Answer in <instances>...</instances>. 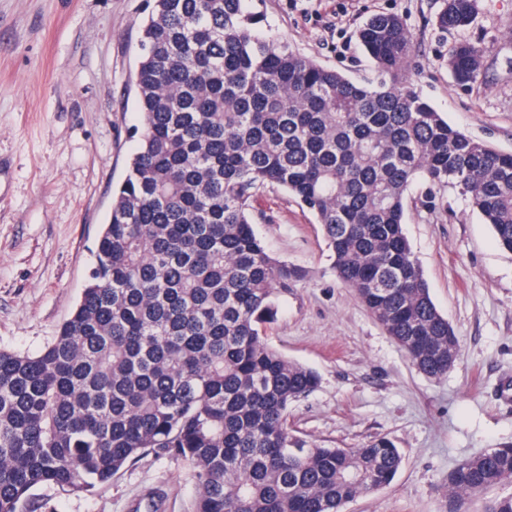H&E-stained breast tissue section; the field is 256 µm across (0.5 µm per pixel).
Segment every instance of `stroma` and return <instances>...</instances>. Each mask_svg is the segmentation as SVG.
<instances>
[{"mask_svg":"<svg viewBox=\"0 0 512 512\" xmlns=\"http://www.w3.org/2000/svg\"><path fill=\"white\" fill-rule=\"evenodd\" d=\"M302 56L351 80L372 74L357 32L373 15L406 23L407 78L448 124L512 153V0H478L474 23L443 31L441 0H246ZM149 0H0V349L39 354L76 309L92 252L141 126L134 73ZM483 50L479 82L456 84L448 51ZM404 230L459 358L446 377L420 373L335 275L316 217L285 190L254 203L257 233L301 271L267 332L271 346L317 372L294 402L293 439L357 448L391 439L393 481L344 512H448V475L463 459L512 445V252L456 190L408 191ZM193 512L196 483L175 456L147 455L91 493L42 485L37 512Z\"/></svg>","mask_w":512,"mask_h":512,"instance_id":"1","label":"stroma"}]
</instances>
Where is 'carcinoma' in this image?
I'll use <instances>...</instances> for the list:
<instances>
[{
	"label": "carcinoma",
	"mask_w": 512,
	"mask_h": 512,
	"mask_svg": "<svg viewBox=\"0 0 512 512\" xmlns=\"http://www.w3.org/2000/svg\"><path fill=\"white\" fill-rule=\"evenodd\" d=\"M244 0H153L134 74L142 128L72 317L39 355L0 349V512L30 492L88 493L147 454L185 460L194 512H344L396 476L378 436L359 448H288V409L317 374L267 341L301 272L258 237L253 201L288 191L321 224L338 278L413 365L458 356L405 236L421 179L465 196L512 252V153L453 129L407 83L411 34L375 14L358 39L375 74L353 82L255 31ZM442 0L437 25L473 23ZM459 42L456 83L482 76ZM512 480V446L461 461L448 498Z\"/></svg>",
	"instance_id": "carcinoma-1"
}]
</instances>
